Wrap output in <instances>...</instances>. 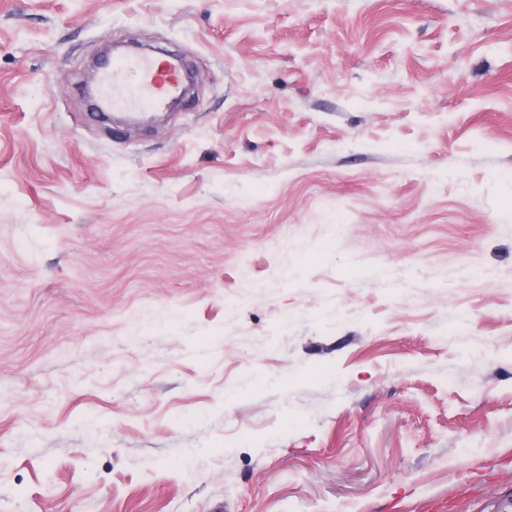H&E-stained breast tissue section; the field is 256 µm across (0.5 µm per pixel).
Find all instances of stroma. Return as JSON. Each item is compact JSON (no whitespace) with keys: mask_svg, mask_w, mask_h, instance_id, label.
<instances>
[{"mask_svg":"<svg viewBox=\"0 0 512 512\" xmlns=\"http://www.w3.org/2000/svg\"><path fill=\"white\" fill-rule=\"evenodd\" d=\"M511 498L512 0H0V512ZM172 60L157 64L154 59L139 56H113L99 75L94 95L95 112L153 111L165 108L178 96L181 88V66ZM135 73L138 82H126Z\"/></svg>","mask_w":512,"mask_h":512,"instance_id":"obj_1","label":"stroma"}]
</instances>
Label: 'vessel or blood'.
I'll return each mask as SVG.
<instances>
[{
  "label": "vessel or blood",
  "instance_id": "obj_1",
  "mask_svg": "<svg viewBox=\"0 0 512 512\" xmlns=\"http://www.w3.org/2000/svg\"><path fill=\"white\" fill-rule=\"evenodd\" d=\"M181 80L177 61L158 63L147 57L119 55L99 75L94 109L103 114L160 110L178 96Z\"/></svg>",
  "mask_w": 512,
  "mask_h": 512
}]
</instances>
